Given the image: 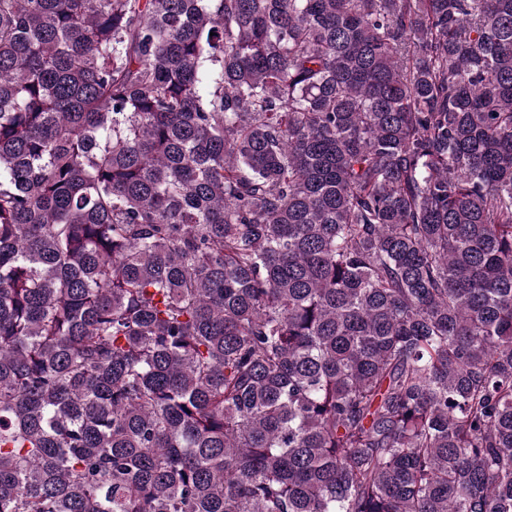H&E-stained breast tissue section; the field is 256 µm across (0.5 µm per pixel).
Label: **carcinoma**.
Listing matches in <instances>:
<instances>
[{"mask_svg": "<svg viewBox=\"0 0 512 512\" xmlns=\"http://www.w3.org/2000/svg\"><path fill=\"white\" fill-rule=\"evenodd\" d=\"M0 512H512V0H0Z\"/></svg>", "mask_w": 512, "mask_h": 512, "instance_id": "1", "label": "carcinoma"}]
</instances>
